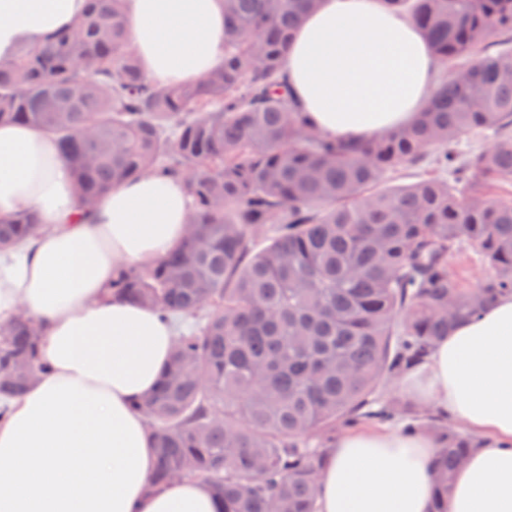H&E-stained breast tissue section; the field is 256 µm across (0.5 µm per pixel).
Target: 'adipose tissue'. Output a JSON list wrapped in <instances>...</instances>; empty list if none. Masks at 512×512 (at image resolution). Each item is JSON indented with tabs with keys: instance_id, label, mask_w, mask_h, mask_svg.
Returning a JSON list of instances; mask_svg holds the SVG:
<instances>
[{
	"instance_id": "adipose-tissue-1",
	"label": "adipose tissue",
	"mask_w": 512,
	"mask_h": 512,
	"mask_svg": "<svg viewBox=\"0 0 512 512\" xmlns=\"http://www.w3.org/2000/svg\"><path fill=\"white\" fill-rule=\"evenodd\" d=\"M85 0H0V59L71 28ZM129 39L147 78L190 83L224 62V0H126ZM291 95L332 139L412 124L438 76L421 28L383 0H323L284 63ZM55 138L0 125V217L25 208L40 233L0 250V320L27 311L43 327L47 370L0 422V512H217L183 479L151 487L155 452L134 400L156 386L174 319L110 295L123 266H149L184 239L189 196L147 174L80 209ZM417 401L477 437L448 512H512V295L458 324L402 381ZM435 441L362 427L338 436L319 512H431Z\"/></svg>"
}]
</instances>
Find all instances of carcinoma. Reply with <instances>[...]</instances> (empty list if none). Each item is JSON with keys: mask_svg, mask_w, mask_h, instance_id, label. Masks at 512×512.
<instances>
[{"mask_svg": "<svg viewBox=\"0 0 512 512\" xmlns=\"http://www.w3.org/2000/svg\"><path fill=\"white\" fill-rule=\"evenodd\" d=\"M385 3L420 25L447 72L415 124L355 143L313 130L281 72L319 0H224V66L192 85L145 78L123 0H88L74 28L0 60V123L56 138L83 208L145 173L186 181V238L121 269L112 292L192 321L134 408L154 442L153 483L195 479L222 512H319L336 431L373 422L432 432L433 512H447L452 475L478 446L387 386L512 294V198L490 193L512 183V0ZM432 150L445 175L389 184ZM37 230L31 211L1 218L0 247ZM465 242L489 270L474 288L448 270ZM40 340L29 318L0 321L1 396L45 371Z\"/></svg>", "mask_w": 512, "mask_h": 512, "instance_id": "obj_1", "label": "carcinoma"}]
</instances>
